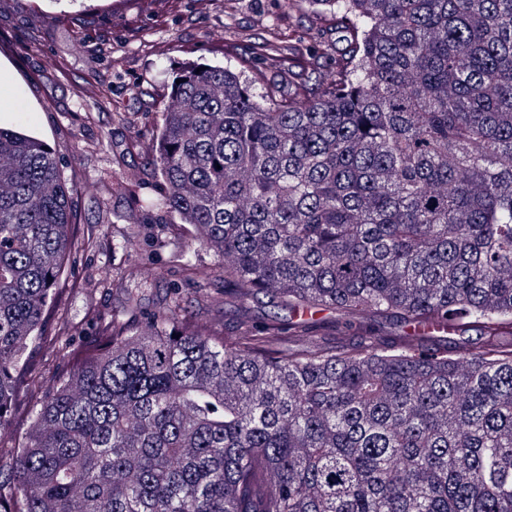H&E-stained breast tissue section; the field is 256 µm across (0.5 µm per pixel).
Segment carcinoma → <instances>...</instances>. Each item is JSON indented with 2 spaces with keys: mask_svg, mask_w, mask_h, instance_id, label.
<instances>
[{
  "mask_svg": "<svg viewBox=\"0 0 512 512\" xmlns=\"http://www.w3.org/2000/svg\"><path fill=\"white\" fill-rule=\"evenodd\" d=\"M309 2L336 71L272 34L252 53L288 61L286 98L190 67L151 153L188 274L209 250L224 296L292 317L225 336L178 288L124 289L0 512H512V0ZM70 203L57 150L0 126V433Z\"/></svg>",
  "mask_w": 512,
  "mask_h": 512,
  "instance_id": "1",
  "label": "carcinoma"
}]
</instances>
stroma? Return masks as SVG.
I'll list each match as a JSON object with an SVG mask.
<instances>
[{
	"label": "stroma",
	"mask_w": 512,
	"mask_h": 512,
	"mask_svg": "<svg viewBox=\"0 0 512 512\" xmlns=\"http://www.w3.org/2000/svg\"><path fill=\"white\" fill-rule=\"evenodd\" d=\"M333 21L304 0H0V125H20L56 147L73 187L76 237L94 244L73 250L57 284V307L17 392L11 424L0 436V460L24 446L33 412L66 370L72 346L94 336L99 322L122 309L121 294L101 279L106 270L160 271L147 295L163 299L182 288L185 315L219 333L242 314L261 321L269 300L241 309L224 298L221 261L199 251L208 278L188 280L180 252L187 229L171 213L147 207L164 185L149 165L162 112L183 64L228 65L246 57L258 36L274 32L332 69L336 55L323 37ZM41 44L30 49L31 40ZM111 88L109 102L85 106L92 86ZM138 232L136 256L123 247Z\"/></svg>",
	"instance_id": "35a3bbf8"
}]
</instances>
